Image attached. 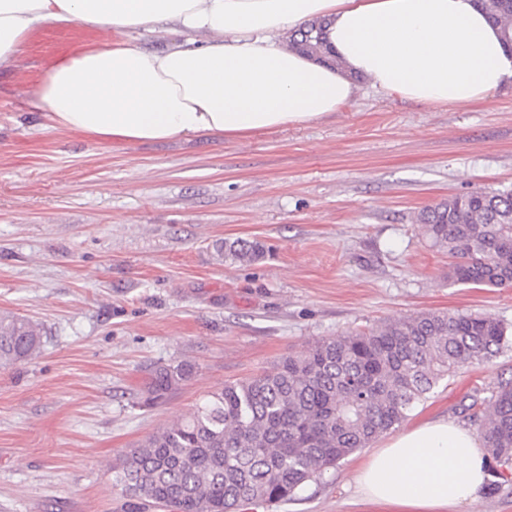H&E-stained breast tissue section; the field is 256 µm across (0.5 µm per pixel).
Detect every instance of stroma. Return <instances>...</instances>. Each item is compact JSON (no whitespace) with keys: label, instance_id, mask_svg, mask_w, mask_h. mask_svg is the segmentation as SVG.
<instances>
[{"label":"stroma","instance_id":"35a3bbf8","mask_svg":"<svg viewBox=\"0 0 512 512\" xmlns=\"http://www.w3.org/2000/svg\"><path fill=\"white\" fill-rule=\"evenodd\" d=\"M104 39L35 32L0 66V313L44 347L0 370V512H123L112 465L210 392L319 339L426 310L512 330V288L447 281L422 209L512 189V84L428 106L362 84L343 110L241 139L107 142L44 128L32 92L57 58ZM256 240L240 264L221 242ZM194 377L143 403L151 367ZM512 379V346L440 380L405 426L470 425L473 399ZM358 450L288 501L243 512H399L358 502Z\"/></svg>","mask_w":512,"mask_h":512}]
</instances>
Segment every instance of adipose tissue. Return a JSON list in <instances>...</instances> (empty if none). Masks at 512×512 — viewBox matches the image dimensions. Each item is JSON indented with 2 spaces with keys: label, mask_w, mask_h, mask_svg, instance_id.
<instances>
[{
  "label": "adipose tissue",
  "mask_w": 512,
  "mask_h": 512,
  "mask_svg": "<svg viewBox=\"0 0 512 512\" xmlns=\"http://www.w3.org/2000/svg\"><path fill=\"white\" fill-rule=\"evenodd\" d=\"M317 19L339 66L283 47ZM75 22L102 44L58 58L35 91L46 126L105 141L228 139L299 127L374 90L462 105L512 84V48L478 0H0V64L37 29ZM146 31L167 43L147 51ZM487 460L455 421H425L368 454L359 497L402 512H457L482 492Z\"/></svg>",
  "instance_id": "ef3b65f1"
}]
</instances>
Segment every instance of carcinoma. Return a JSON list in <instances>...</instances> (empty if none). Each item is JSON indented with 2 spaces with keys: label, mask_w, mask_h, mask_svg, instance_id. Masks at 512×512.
<instances>
[{
  "label": "carcinoma",
  "mask_w": 512,
  "mask_h": 512,
  "mask_svg": "<svg viewBox=\"0 0 512 512\" xmlns=\"http://www.w3.org/2000/svg\"><path fill=\"white\" fill-rule=\"evenodd\" d=\"M512 45V0H484ZM324 22L296 30L291 47L328 54ZM430 246L448 255L452 284L512 287V190L476 191L423 209ZM240 262L263 255L258 243L225 244ZM512 345L494 318L430 310L347 330L282 358L257 376L227 383L188 416L157 430L113 467L122 495L172 512H241L244 504L288 501L348 456L402 423L435 384ZM42 331L0 315V366L33 360ZM192 374L187 363L160 365L146 384L157 403ZM489 456L512 469V380L467 407Z\"/></svg>",
  "instance_id": "1"
}]
</instances>
